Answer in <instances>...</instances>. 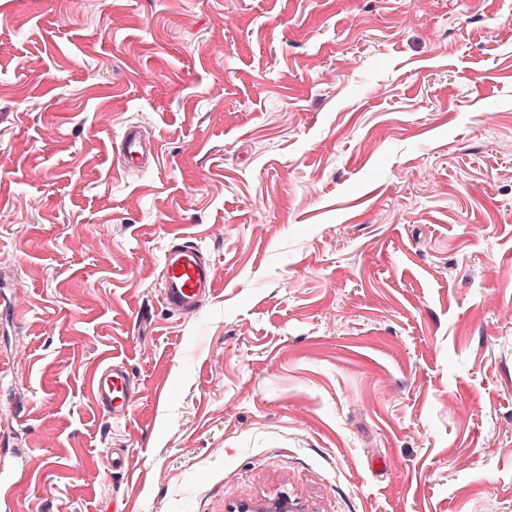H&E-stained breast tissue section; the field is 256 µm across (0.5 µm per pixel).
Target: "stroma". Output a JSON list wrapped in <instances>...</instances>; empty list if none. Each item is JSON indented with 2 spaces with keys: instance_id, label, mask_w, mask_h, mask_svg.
<instances>
[{
  "instance_id": "stroma-1",
  "label": "stroma",
  "mask_w": 512,
  "mask_h": 512,
  "mask_svg": "<svg viewBox=\"0 0 512 512\" xmlns=\"http://www.w3.org/2000/svg\"><path fill=\"white\" fill-rule=\"evenodd\" d=\"M175 235L218 274L188 315ZM29 456L38 512H512V0H0V466ZM149 152L140 131L135 126H128L118 146V161L123 169L145 167ZM161 274L163 303L177 314L195 312L203 299L213 295L218 282L212 259L191 238L179 235L171 238ZM89 387L98 409L112 421L124 420L129 416L136 386L121 363L112 361L103 365L91 377Z\"/></svg>"
}]
</instances>
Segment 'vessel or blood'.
I'll return each instance as SVG.
<instances>
[{
	"instance_id": "vessel-or-blood-1",
	"label": "vessel or blood",
	"mask_w": 512,
	"mask_h": 512,
	"mask_svg": "<svg viewBox=\"0 0 512 512\" xmlns=\"http://www.w3.org/2000/svg\"><path fill=\"white\" fill-rule=\"evenodd\" d=\"M118 160L126 170L147 163L148 149L135 126L126 128L118 146ZM161 274L162 300L177 314L195 312L203 299L213 295L218 282L212 259L191 238L179 235L172 237L165 251ZM89 387L96 406L107 417L120 421L129 416L135 383L121 363L103 365L91 377ZM33 478L32 468L23 464L0 471V512H17L13 492Z\"/></svg>"
}]
</instances>
